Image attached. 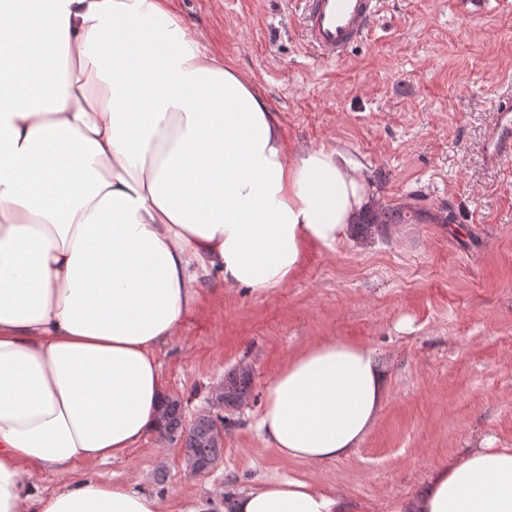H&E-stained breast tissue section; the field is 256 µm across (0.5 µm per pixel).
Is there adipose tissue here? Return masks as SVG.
<instances>
[{"instance_id": "1", "label": "adipose tissue", "mask_w": 512, "mask_h": 512, "mask_svg": "<svg viewBox=\"0 0 512 512\" xmlns=\"http://www.w3.org/2000/svg\"><path fill=\"white\" fill-rule=\"evenodd\" d=\"M376 206L340 149L281 121L172 0H0V512H169L96 473L162 401L157 349L211 276L277 288ZM387 395L366 345L325 340L270 380L256 422L289 460L349 458ZM53 474L46 493L35 478ZM288 477L224 512H354ZM404 512H512V448L442 467Z\"/></svg>"}]
</instances>
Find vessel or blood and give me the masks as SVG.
Wrapping results in <instances>:
<instances>
[{"instance_id": "b4317fda", "label": "vessel or blood", "mask_w": 512, "mask_h": 512, "mask_svg": "<svg viewBox=\"0 0 512 512\" xmlns=\"http://www.w3.org/2000/svg\"><path fill=\"white\" fill-rule=\"evenodd\" d=\"M306 41L324 60L343 58L374 26L379 0H291ZM484 143L488 161L512 154V94L499 98Z\"/></svg>"}]
</instances>
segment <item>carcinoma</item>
<instances>
[{"mask_svg": "<svg viewBox=\"0 0 512 512\" xmlns=\"http://www.w3.org/2000/svg\"><path fill=\"white\" fill-rule=\"evenodd\" d=\"M402 220L399 208L380 207L362 214L356 222V231L361 237H369L387 224H398ZM251 391V374L247 370L234 369L224 375V405L234 407L244 401ZM224 418L199 414L191 424L184 421V408L178 397H166L156 419V432L164 441L191 448L197 461L205 464L224 455V447L215 439L218 426Z\"/></svg>", "mask_w": 512, "mask_h": 512, "instance_id": "1", "label": "carcinoma"}]
</instances>
